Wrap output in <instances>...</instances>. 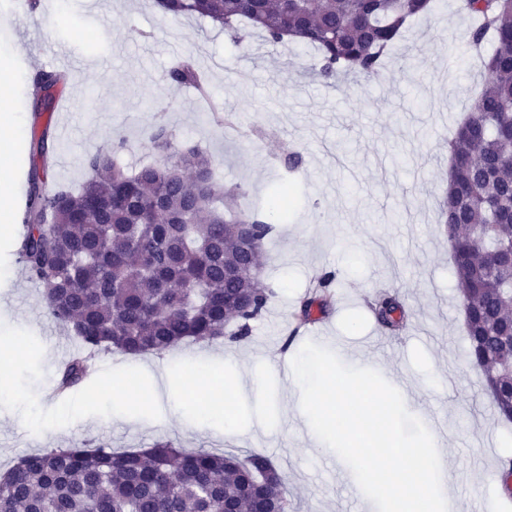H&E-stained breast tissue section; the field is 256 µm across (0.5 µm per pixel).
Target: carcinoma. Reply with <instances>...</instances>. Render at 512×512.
I'll return each instance as SVG.
<instances>
[{
    "label": "carcinoma",
    "mask_w": 512,
    "mask_h": 512,
    "mask_svg": "<svg viewBox=\"0 0 512 512\" xmlns=\"http://www.w3.org/2000/svg\"><path fill=\"white\" fill-rule=\"evenodd\" d=\"M430 0H157L167 17L198 16L245 35L261 29L267 41L318 50L315 74L325 80L380 74L406 21ZM477 24L471 45L488 46L489 84L449 143V188L441 224L451 243L467 358L482 369L498 415L512 421V0H460ZM177 86L202 95L209 86L195 60L169 73ZM64 76L40 71L36 103L52 96ZM169 153L162 165L127 173L106 153L88 160L77 190L51 186L44 142L30 149L26 236L20 262L43 289L50 314L78 342L61 371L64 391L87 380L88 352L138 356L162 353L184 341L251 335L268 309L271 289L257 273L272 223L238 209L240 189L214 177L212 159L197 147L177 148L160 128L149 133ZM290 188L268 197L269 216L288 220ZM251 225L244 245L239 225ZM336 273L324 271L296 317L302 325L328 312ZM375 320L401 331L409 311L399 293L369 302ZM239 512L289 508L288 476L266 456L244 459L185 451L158 440L146 448H52L20 457L0 475V512Z\"/></svg>",
    "instance_id": "carcinoma-1"
}]
</instances>
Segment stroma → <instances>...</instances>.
<instances>
[{
	"mask_svg": "<svg viewBox=\"0 0 512 512\" xmlns=\"http://www.w3.org/2000/svg\"><path fill=\"white\" fill-rule=\"evenodd\" d=\"M13 10V0H0V63L12 67L6 85L19 129L0 134V144L10 146L18 201L26 199L33 134H44L48 157L59 160L54 183L75 189L99 152H115L130 170L166 161L147 137L162 127L176 147L206 151L225 185L241 187L240 209L264 215L283 180L294 203L265 243L262 280L274 297L250 337L185 342L165 353L179 368L224 353L225 363L209 368L218 387L233 372L257 379L233 403V431L221 418L202 429L206 405L189 393L168 394L128 423L113 421L112 375L136 376L145 393L149 382L139 368L155 361L152 353H104L105 369L90 383L57 393L61 361L77 345L18 262L13 231L0 228V304L12 311L0 320V338L22 345L21 357L0 372V472L48 448L130 449L167 439L188 450L269 457L288 476L291 512H377L338 455L304 440L286 356L312 341L345 365L407 388L408 411L426 426H442L437 437L457 512H495L498 462L512 457V423L498 416L467 359L438 208L448 142L487 80L469 51L474 22L457 0H432L429 12L411 18L378 77L333 84L309 77L317 61L311 48L271 44L256 29L237 45L207 20L165 17L155 0H40L36 13L18 21ZM57 11L66 19L60 26L52 21ZM188 54L231 120L216 124L194 89L170 85L171 66ZM40 69L67 76L64 101L48 112L36 110L24 80L25 71ZM291 151L302 157L295 171L284 164ZM322 269L337 273L335 304L292 335L293 314ZM393 289L411 312L396 335L368 305ZM90 387L98 392L93 404L84 400Z\"/></svg>",
	"mask_w": 512,
	"mask_h": 512,
	"instance_id": "stroma-1",
	"label": "stroma"
}]
</instances>
